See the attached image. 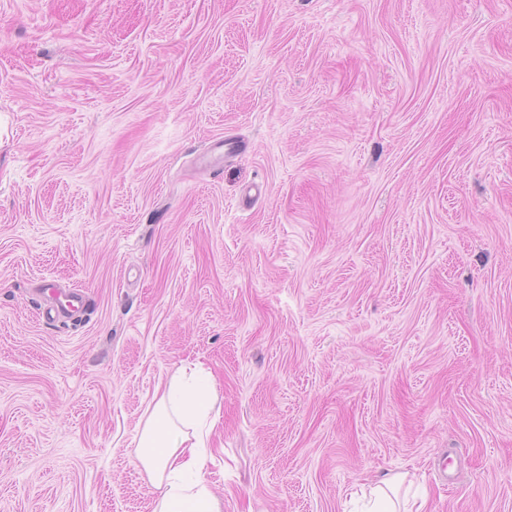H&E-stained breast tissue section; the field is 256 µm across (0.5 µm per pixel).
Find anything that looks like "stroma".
I'll use <instances>...</instances> for the list:
<instances>
[{"label":"stroma","mask_w":512,"mask_h":512,"mask_svg":"<svg viewBox=\"0 0 512 512\" xmlns=\"http://www.w3.org/2000/svg\"><path fill=\"white\" fill-rule=\"evenodd\" d=\"M190 362L222 512H512V0H0V512ZM404 473H385L371 485L370 510L368 512H407L396 507L389 492H397L405 483Z\"/></svg>","instance_id":"35a3bbf8"}]
</instances>
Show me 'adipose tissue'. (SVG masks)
Instances as JSON below:
<instances>
[{"instance_id":"adipose-tissue-1","label":"adipose tissue","mask_w":512,"mask_h":512,"mask_svg":"<svg viewBox=\"0 0 512 512\" xmlns=\"http://www.w3.org/2000/svg\"><path fill=\"white\" fill-rule=\"evenodd\" d=\"M218 401L202 364L172 377L150 409L136 457L159 495L153 512H221L205 471L211 413Z\"/></svg>"}]
</instances>
